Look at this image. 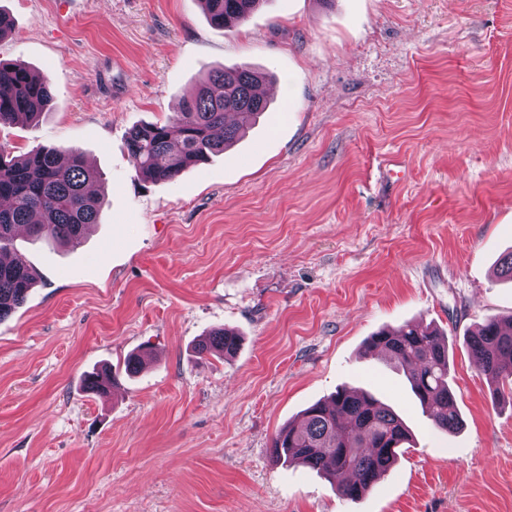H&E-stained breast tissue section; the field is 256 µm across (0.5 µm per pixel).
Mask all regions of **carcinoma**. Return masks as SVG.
<instances>
[{"mask_svg":"<svg viewBox=\"0 0 512 512\" xmlns=\"http://www.w3.org/2000/svg\"><path fill=\"white\" fill-rule=\"evenodd\" d=\"M202 2L210 24L224 28L245 20L265 0ZM263 82L264 76L246 65L214 69L183 99L169 123L134 126L127 149L139 173L152 182H168L223 153L267 111V99L257 94ZM52 97L48 77L0 59V125L34 120ZM95 178L75 148H40L18 157L0 145V256L10 250L21 228L64 246L80 243L91 225L99 223L101 201L89 190ZM34 283V271L22 256L0 260V321L24 303ZM238 345L239 337L223 329L212 332L196 352L228 357ZM466 346L494 385L492 401L500 404L504 394L499 382L512 381V317L487 318L466 336ZM377 350L388 351L397 361L437 428L452 432L459 427L448 346L437 331L413 325L381 331L364 347L367 355ZM108 383L112 371L106 368L84 378L91 393L107 392ZM408 440L409 430L394 411L367 392L343 387L306 409L302 425L281 430L273 448L277 461L316 470L336 482L340 496L356 500L389 470Z\"/></svg>","mask_w":512,"mask_h":512,"instance_id":"carcinoma-1","label":"carcinoma"}]
</instances>
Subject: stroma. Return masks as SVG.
Returning <instances> with one entry per match:
<instances>
[{"instance_id": "obj_1", "label": "stroma", "mask_w": 512, "mask_h": 512, "mask_svg": "<svg viewBox=\"0 0 512 512\" xmlns=\"http://www.w3.org/2000/svg\"><path fill=\"white\" fill-rule=\"evenodd\" d=\"M0 59L53 101L0 126L14 155L79 149L98 224L20 234L36 285L0 322V512H512V404L465 338L512 315V0H266L213 27L199 0H0ZM269 75L268 112L224 154L151 183L126 140L168 123L213 68ZM448 341L463 426L438 430L365 340ZM234 356L198 355L218 329ZM142 353L140 373L125 358ZM111 367V392L86 373ZM411 441L362 498L275 462L272 441L338 388Z\"/></svg>"}]
</instances>
